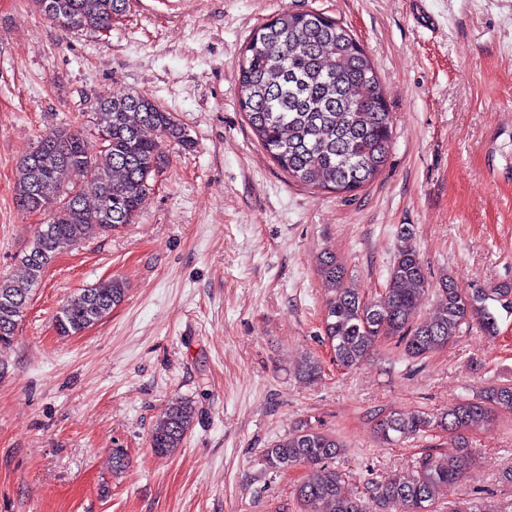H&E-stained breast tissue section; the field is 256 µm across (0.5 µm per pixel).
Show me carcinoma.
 <instances>
[{
    "mask_svg": "<svg viewBox=\"0 0 512 512\" xmlns=\"http://www.w3.org/2000/svg\"><path fill=\"white\" fill-rule=\"evenodd\" d=\"M57 27L100 31L126 11L129 0H33ZM239 104L272 160L288 176L317 189L350 193L374 179L386 164L393 117L366 51L341 24L319 13L280 16L256 28L239 63ZM97 137L61 129L40 137L18 162L14 195L24 213L47 219L34 229L22 257V279L0 276V351L12 347L18 325L45 269L65 250L98 228L109 231L137 216L155 172L168 162L169 145L191 146L185 127L172 112L142 94L119 92L96 109ZM320 277L328 292L324 334L336 364L361 365L385 339H396L406 356L422 359L445 347L462 326L498 335V319L488 301L512 313V283L463 289L453 277L441 279L436 308L428 319L416 314L428 286L426 268L410 244L400 246L379 299L370 302L358 288H342L345 269L326 253ZM126 282L109 278L84 288L63 304L55 323L60 333L78 335L99 323L125 298ZM311 356L300 375L321 378ZM512 412V384L490 385L476 395L429 415L420 410L391 412L376 423L383 445H396L440 430L454 440L455 452L430 448L406 476L375 485L378 504L401 512H433L440 491H452L476 468L469 435ZM195 408L169 401L150 434L160 456L181 447L192 428ZM346 445L336 436L305 426L264 454L274 471L310 468L296 489L301 512H366L364 500L345 490L346 476L336 458Z\"/></svg>",
    "mask_w": 512,
    "mask_h": 512,
    "instance_id": "carcinoma-1",
    "label": "carcinoma"
}]
</instances>
